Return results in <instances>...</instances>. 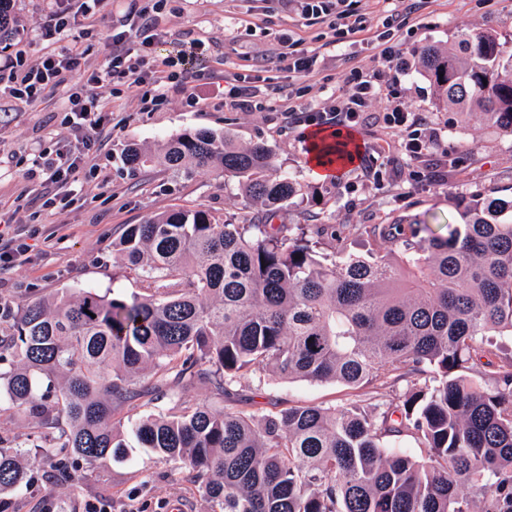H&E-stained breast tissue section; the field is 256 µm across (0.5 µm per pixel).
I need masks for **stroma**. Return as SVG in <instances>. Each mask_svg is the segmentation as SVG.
Segmentation results:
<instances>
[{"label": "stroma", "mask_w": 512, "mask_h": 512, "mask_svg": "<svg viewBox=\"0 0 512 512\" xmlns=\"http://www.w3.org/2000/svg\"><path fill=\"white\" fill-rule=\"evenodd\" d=\"M142 0H102L90 17L78 18L85 51V72L105 70L104 43L109 35L135 33L138 21L132 5ZM50 0H13L16 34L11 52L35 62L49 51L40 38ZM396 0H360L366 20L363 44L332 45L328 24L302 20L290 0H167L157 17L158 36L144 45L160 70L179 71L181 51L192 48V70L249 76L258 100L276 86H291L282 107L303 104L320 108L341 93L352 70H368L377 60L372 37L383 31ZM410 32L402 34L405 54L394 61L401 100L411 110L426 113L438 146L425 161L410 163L400 148L398 132L384 119L381 103L369 107L363 121L326 141H355L362 159L339 166L334 180L317 176L309 161L311 131L286 128L278 112L243 111L224 99L223 82L197 83L195 103L170 92L154 111L143 109L146 86L114 79L99 90L106 116L97 151L90 161L95 176L86 181L65 213L43 207L39 179L25 178L34 154L64 144L60 121L62 98L47 97L25 107L9 95L8 72L0 71V220L13 233L32 235L28 263L0 270V336L12 335L15 319L28 301L64 288L91 289L127 298L141 283L127 269L119 239L128 225L176 210L204 208L216 217L247 224L262 210L243 199L236 181L209 172L176 178L157 167L133 168L124 161L130 145L159 149L180 133L210 129L229 134L235 145L265 142L275 146L278 162L293 178L297 193L288 207L276 212L278 224H407L428 225L446 234L461 221L463 208L485 191L512 201V130L484 120L465 121L439 99L437 87L418 64L425 46H448L466 35L490 32L505 53H512V0H428ZM293 31L304 47L320 49L313 76L289 83L275 59L279 36ZM236 396L225 399L198 381L177 388L181 403L237 406L264 415L294 405L339 406L361 398V391L333 382L283 379L258 372L241 379ZM37 418L19 416L9 404L0 405V447L16 448L40 442ZM29 485L23 494L0 496V512H88L91 505H110L112 512H168L172 503L185 512H214L215 506L188 479L183 465L128 449L119 459L86 466L80 481L53 477L49 465L35 454L25 458Z\"/></svg>", "instance_id": "stroma-1"}]
</instances>
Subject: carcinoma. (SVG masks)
<instances>
[{
	"instance_id": "obj_1",
	"label": "carcinoma",
	"mask_w": 512,
	"mask_h": 512,
	"mask_svg": "<svg viewBox=\"0 0 512 512\" xmlns=\"http://www.w3.org/2000/svg\"><path fill=\"white\" fill-rule=\"evenodd\" d=\"M0 0V43L15 29ZM443 101L512 129V54L489 32L425 47ZM131 167L238 180L272 211L295 186L266 143L211 130ZM486 193L448 235L413 224H235L198 208L131 224L120 242L144 293L64 289L23 306L0 388L40 419L38 456L74 476L136 446L184 464L220 512H512V217ZM374 239L383 249L348 254ZM267 371L351 389L406 383L398 402L295 405L257 416L206 403L131 420L114 410L170 380L219 395ZM63 378L52 395L40 382ZM24 455L0 448V493L26 489Z\"/></svg>"
}]
</instances>
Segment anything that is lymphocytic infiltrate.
Wrapping results in <instances>:
<instances>
[{"mask_svg": "<svg viewBox=\"0 0 512 512\" xmlns=\"http://www.w3.org/2000/svg\"><path fill=\"white\" fill-rule=\"evenodd\" d=\"M101 0H54L43 24L42 38L58 42L70 37L74 28V13L88 14ZM297 9L306 22H329L339 38L346 39L363 32L364 17L353 7L354 0H296ZM424 0H410L407 7L386 24L384 32L376 38L378 66L370 71H354L347 78L348 88L334 98L330 105L319 111L301 107H288V117L295 125L342 126L357 125L362 112L377 99L384 100L385 119L401 138L402 152L409 162L416 163L436 146L437 137L428 117L408 109L397 101L386 84L384 70L391 67L403 53L397 33L410 14L418 11ZM133 40L125 32L108 39L109 64L105 72H92L81 82L73 77L79 70L82 57L76 48L65 47L45 52L39 65L25 66L22 56L4 58L0 65L13 74L11 96L22 103L33 105L57 91H66L63 110L68 128V141L63 149L52 153H39L27 170V177L41 176L46 188L45 206L67 209V193L80 192L90 171L87 161L94 152L102 130L104 106L98 96L99 85L109 78H119L138 85L154 84L153 100L162 103L170 90L193 96L194 88L184 74L170 72L158 75V66L152 58L135 54ZM276 58L287 71L289 79L311 76L319 59L317 53L302 46L292 35H283Z\"/></svg>", "mask_w": 512, "mask_h": 512, "instance_id": "lymphocytic-infiltrate-1", "label": "lymphocytic infiltrate"}]
</instances>
